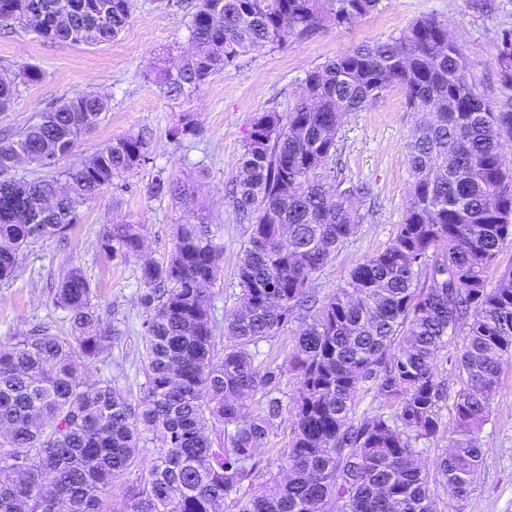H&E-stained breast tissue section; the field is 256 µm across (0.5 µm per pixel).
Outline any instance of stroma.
<instances>
[{"label": "stroma", "mask_w": 512, "mask_h": 512, "mask_svg": "<svg viewBox=\"0 0 512 512\" xmlns=\"http://www.w3.org/2000/svg\"><path fill=\"white\" fill-rule=\"evenodd\" d=\"M190 3L131 0L125 29L104 46L51 44L21 25H0V68L16 71L31 64L46 73L39 83L20 84L14 106L0 112V135L19 131L65 97L101 94L110 101L109 111L95 130L79 139L61 168L80 167L110 141L129 133L147 138L150 157L145 166L115 179L111 188L83 205L64 241L39 239L28 246L16 277L0 283V343L34 323L67 333L68 316L55 307L53 287L71 266H80L101 318L116 331L111 349L89 366L86 377L93 382L111 377L113 387L132 402L144 381L140 266L146 259H166L173 228L186 215L182 204L148 194L158 169L178 180L195 181L197 216L224 246L221 277L211 297V311L220 325L234 305L237 264L250 236L249 225L238 222L226 198V187L254 115L288 112L307 71L361 43L396 37L412 20L433 15L447 21L453 38L464 45L471 61L468 78L478 91L500 104L512 100V88L500 82L496 58L498 34L512 29V0H492L488 9L478 8L475 0H383L378 12L352 28L322 30L302 43L256 49L200 90L172 99L152 74L190 53ZM183 112L196 115L199 132L171 142L168 128ZM420 120V114L408 111L397 89L344 117L338 134L342 175L346 181L368 184L372 199L358 203L362 221L356 233L313 277L318 297L343 287L357 264L384 249L402 222L411 183L406 144ZM113 224L138 227L144 238L142 258L123 261L101 248L99 237ZM464 335L457 330L436 361L437 376L449 395L440 404L444 431L425 445L423 460L428 464L448 446L446 429L453 423V395L459 387L455 359ZM479 441L483 460L469 493L456 497L442 483H434L436 512H512V358L502 366Z\"/></svg>", "instance_id": "1"}]
</instances>
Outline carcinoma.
Masks as SVG:
<instances>
[{
	"mask_svg": "<svg viewBox=\"0 0 512 512\" xmlns=\"http://www.w3.org/2000/svg\"><path fill=\"white\" fill-rule=\"evenodd\" d=\"M0 0V25L29 23L58 44H109L125 28L129 0ZM381 0H198L188 23L194 51L155 81L170 95L200 89L255 48L350 28ZM500 80L512 85V30L498 37ZM470 60L434 16L388 41L364 42L307 73L304 95L287 113L251 120L232 178L230 202L250 224L237 267V310L224 321V351L210 291L224 248L208 225L178 224L168 258L141 266L145 381L133 404L88 365L112 347L114 333L92 303L79 267L54 293L70 333L46 326L0 345V512H110L116 483L123 512H433L419 444L441 430L445 383L436 358L448 331L466 327L457 359L455 427L436 468L452 493L469 492L482 460L478 436L491 414L503 361L512 356V270L492 288L487 272L512 245V169L501 149L512 139V104L496 105L465 80ZM28 65L0 72V112L15 102L17 79L39 83ZM397 88L407 106L432 115L407 142L413 178L403 222L388 245L359 263L346 285L322 299L314 274L360 222L344 186L327 169L338 154L342 118ZM109 103L77 93L12 138L0 139V281L16 275L36 239H65L79 209L114 180L149 161L142 136L116 138L81 168L60 170L78 138L100 123ZM199 130L179 116L177 141ZM51 156L45 173L19 177L29 156ZM149 192L188 207L195 187L163 171ZM122 259L139 255L140 233L126 225L101 238ZM295 324L282 363L256 362L255 348ZM299 389L291 408L279 391L285 373ZM372 386L389 410L356 420L355 399ZM257 404V411L247 409ZM289 415L288 447L265 466L258 449ZM224 427L216 447L206 422ZM157 461L144 475L147 444ZM270 492L243 496L258 478Z\"/></svg>",
	"mask_w": 512,
	"mask_h": 512,
	"instance_id": "carcinoma-1",
	"label": "carcinoma"
}]
</instances>
